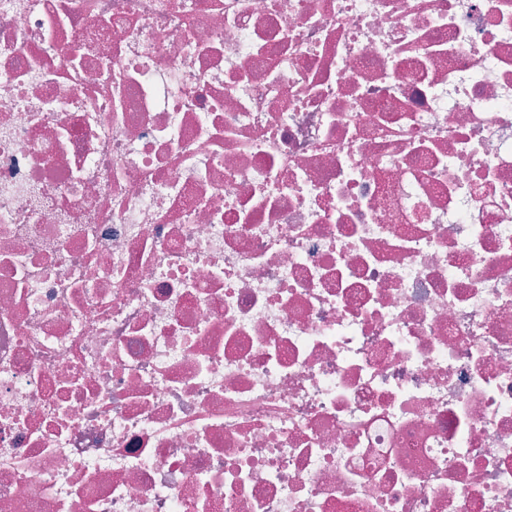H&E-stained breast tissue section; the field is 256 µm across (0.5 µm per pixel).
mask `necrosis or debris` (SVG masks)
Returning <instances> with one entry per match:
<instances>
[{"mask_svg":"<svg viewBox=\"0 0 512 512\" xmlns=\"http://www.w3.org/2000/svg\"><path fill=\"white\" fill-rule=\"evenodd\" d=\"M0 512H512V0H0Z\"/></svg>","mask_w":512,"mask_h":512,"instance_id":"1","label":"necrosis or debris"}]
</instances>
